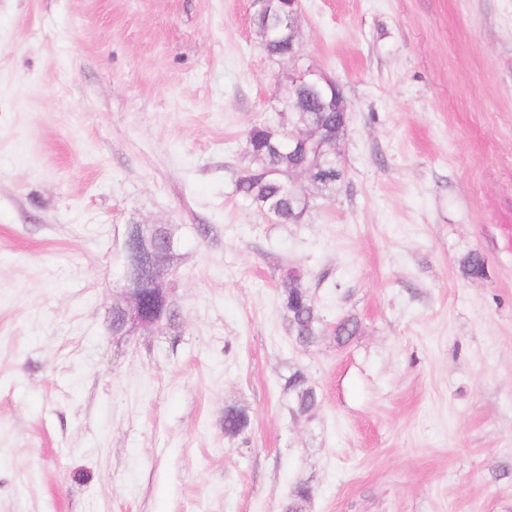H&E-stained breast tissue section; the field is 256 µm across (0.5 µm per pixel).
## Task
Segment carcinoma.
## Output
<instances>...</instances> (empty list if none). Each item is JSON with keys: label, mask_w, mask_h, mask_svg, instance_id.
I'll return each instance as SVG.
<instances>
[{"label": "carcinoma", "mask_w": 512, "mask_h": 512, "mask_svg": "<svg viewBox=\"0 0 512 512\" xmlns=\"http://www.w3.org/2000/svg\"><path fill=\"white\" fill-rule=\"evenodd\" d=\"M252 24L268 57L279 58L288 54L292 35L286 25L276 23L267 14L253 15ZM284 106L295 125L305 126L318 122L329 129V134L317 144L290 153L278 144L275 136L279 132L280 123L284 122V113L277 112L247 130L244 138L247 166L236 175L235 189L251 207L270 217L276 224L288 223V216L299 194V188L294 182L296 169L304 167L318 174V193L323 196L336 193V188L344 181V176L329 166V162L340 154V141L335 131L339 130L342 113L320 112L317 105L292 94L284 97ZM158 231L163 232L171 244H176L175 227L172 224L128 225L124 241L127 284H132V280L139 277L136 265L138 256L155 242ZM463 271L468 276L482 275L483 257L477 252L471 253L463 263ZM165 287L167 283L159 277L153 283L144 284L141 291V297L158 319L159 327L173 326L180 319V312L171 294H166L163 300L154 298V289ZM280 310L289 333L296 344L304 349L314 347L328 332L340 345L347 343L359 331V322L351 315L343 316L330 325L325 322L298 269L294 270L289 284L281 293ZM282 394L289 411L294 414L311 419L321 407L315 386L300 369L293 370L285 378ZM248 425L249 418L244 409L230 407L224 410V434L231 437L240 435ZM311 494L312 489L308 484L296 485L288 495L285 512H303Z\"/></svg>", "instance_id": "obj_1"}]
</instances>
